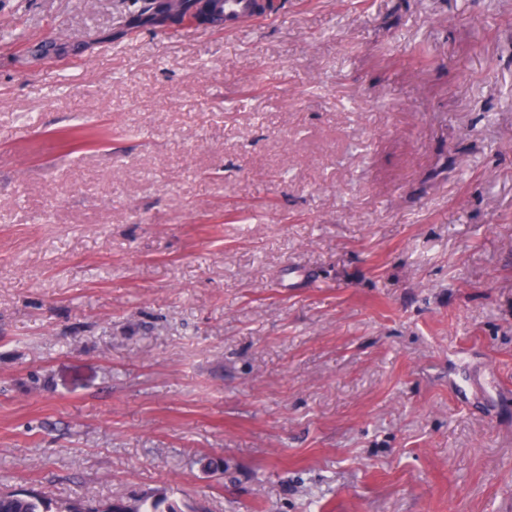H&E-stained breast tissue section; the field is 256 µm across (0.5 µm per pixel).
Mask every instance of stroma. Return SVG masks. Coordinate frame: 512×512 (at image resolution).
I'll return each instance as SVG.
<instances>
[{"instance_id": "35a3bbf8", "label": "stroma", "mask_w": 512, "mask_h": 512, "mask_svg": "<svg viewBox=\"0 0 512 512\" xmlns=\"http://www.w3.org/2000/svg\"><path fill=\"white\" fill-rule=\"evenodd\" d=\"M279 2L0 0V482L512 512V0ZM224 15L226 22L224 23V31L228 32L236 28L238 24L252 21L260 17H268L274 15L273 12L265 16L262 5L258 2L256 12L251 16V7L247 8L246 4L241 0H225ZM251 16V17H250ZM250 17V18H249ZM249 18L247 21H238L240 19Z\"/></svg>"}]
</instances>
